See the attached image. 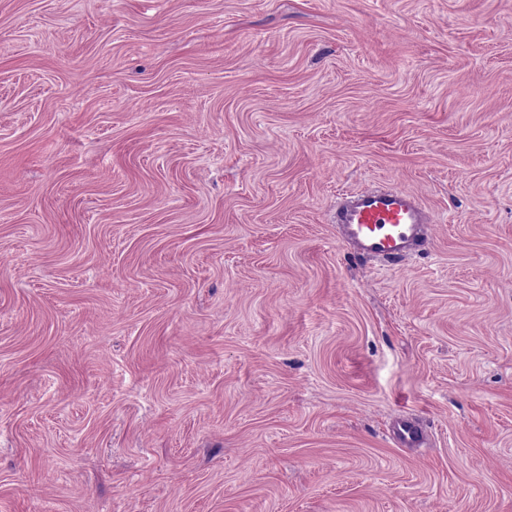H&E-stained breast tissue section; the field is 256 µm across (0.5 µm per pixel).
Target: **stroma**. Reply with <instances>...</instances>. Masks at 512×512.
Returning <instances> with one entry per match:
<instances>
[{
    "label": "stroma",
    "mask_w": 512,
    "mask_h": 512,
    "mask_svg": "<svg viewBox=\"0 0 512 512\" xmlns=\"http://www.w3.org/2000/svg\"><path fill=\"white\" fill-rule=\"evenodd\" d=\"M0 512H512V0H0ZM331 222L354 257L391 267L427 252L435 224L418 194L379 185L336 197ZM389 435L401 448H425L429 433L422 418L414 413L397 416L390 424Z\"/></svg>",
    "instance_id": "1"
}]
</instances>
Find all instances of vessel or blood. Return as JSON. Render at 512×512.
Here are the masks:
<instances>
[{"label": "vessel or blood", "instance_id": "vessel-or-blood-1", "mask_svg": "<svg viewBox=\"0 0 512 512\" xmlns=\"http://www.w3.org/2000/svg\"><path fill=\"white\" fill-rule=\"evenodd\" d=\"M332 222L354 257L398 267L432 245L433 219L412 191L372 185L336 199ZM389 435L402 448H422L428 430L418 415L404 413L390 424Z\"/></svg>", "mask_w": 512, "mask_h": 512}]
</instances>
